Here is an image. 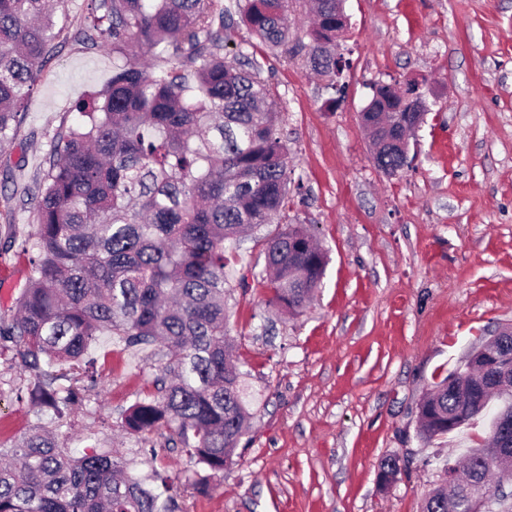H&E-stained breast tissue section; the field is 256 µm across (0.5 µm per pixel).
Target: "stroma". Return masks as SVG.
Wrapping results in <instances>:
<instances>
[{
  "label": "stroma",
  "instance_id": "35a3bbf8",
  "mask_svg": "<svg viewBox=\"0 0 512 512\" xmlns=\"http://www.w3.org/2000/svg\"><path fill=\"white\" fill-rule=\"evenodd\" d=\"M54 53L0 147V317L29 272L18 239L36 223L28 199L62 129L81 124L75 101L112 78V52L78 35L90 0H65ZM339 40L348 65L334 97L303 56L271 48L241 22L226 55L244 52L279 98L295 186L281 223L226 246L224 301L234 359L258 392L233 465L187 488L193 461L163 428L117 423L161 363L152 350L97 337V382L67 424L18 393L34 373L0 355V445L57 428L73 453L110 451L143 479L184 486L183 512H421L441 482V457L487 441V421L423 443L418 404L480 342L512 328V0H345ZM413 83L427 106L409 165L389 177L373 160L359 114L375 83ZM305 225L328 265L296 316L270 304L263 239ZM402 473L384 486L379 464Z\"/></svg>",
  "mask_w": 512,
  "mask_h": 512
}]
</instances>
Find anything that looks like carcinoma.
<instances>
[{"mask_svg": "<svg viewBox=\"0 0 512 512\" xmlns=\"http://www.w3.org/2000/svg\"><path fill=\"white\" fill-rule=\"evenodd\" d=\"M93 46L112 48V81L74 111L83 125L59 133L37 193L33 233L22 242L29 276L0 340L10 341L42 375L34 402L58 418L80 401L61 381L95 382L91 343L107 333L125 347L158 346L165 363L120 424L135 434L167 426L168 443L202 469L233 463L250 419L252 396L229 357L224 242L270 223L289 198L288 144L281 108L259 65L224 42L239 15L262 41L292 55L336 88V0H315L308 42L288 45L290 0H94ZM50 0H0V145L10 140L19 108L41 73L57 34ZM366 117L380 145L374 161L386 175L407 167L397 145L414 129L382 122L399 100L378 88ZM274 303L298 314L319 287L327 255L301 224L265 241ZM493 356L448 375L418 406L419 438L428 441L504 402L512 434V330L485 342ZM501 421L492 418L489 448L448 464V487L433 489L422 512H512V468L499 452ZM383 484L401 472L399 458L379 465ZM110 452L71 453L40 428L0 461V512H177Z\"/></svg>", "mask_w": 512, "mask_h": 512, "instance_id": "carcinoma-1", "label": "carcinoma"}]
</instances>
